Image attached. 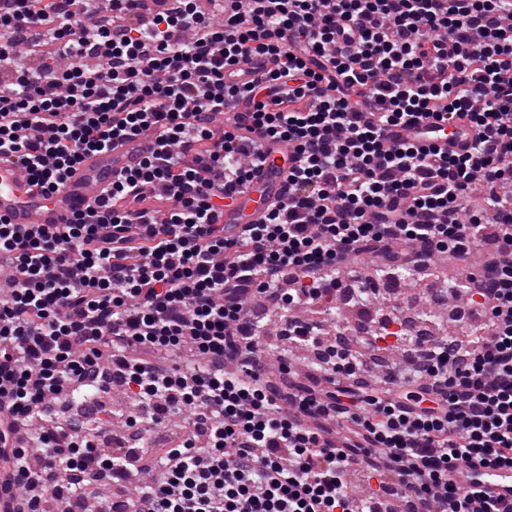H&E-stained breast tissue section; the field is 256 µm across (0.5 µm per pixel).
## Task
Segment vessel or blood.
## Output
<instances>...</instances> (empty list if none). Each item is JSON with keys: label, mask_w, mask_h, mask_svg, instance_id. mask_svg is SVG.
Masks as SVG:
<instances>
[{"label": "vessel or blood", "mask_w": 512, "mask_h": 512, "mask_svg": "<svg viewBox=\"0 0 512 512\" xmlns=\"http://www.w3.org/2000/svg\"><path fill=\"white\" fill-rule=\"evenodd\" d=\"M458 137L448 139L432 136L425 125L390 127L388 143L397 144L414 139L430 146L440 154L462 153L469 147L466 135L468 123L460 118L455 122ZM146 139L126 141L112 149L87 157L50 197H43L33 186L25 170L14 162H0V220L9 224H65L88 205L104 197L106 187L118 175L134 166L141 158ZM284 176L266 167L254 172L249 185L236 196V205L225 208L219 221L233 226L247 221H261L265 209L282 192ZM457 486H480L495 498L512 500V471L508 469H477L461 466L455 474Z\"/></svg>", "instance_id": "obj_1"}]
</instances>
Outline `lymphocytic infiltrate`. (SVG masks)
Returning <instances> with one entry per match:
<instances>
[{"mask_svg": "<svg viewBox=\"0 0 512 512\" xmlns=\"http://www.w3.org/2000/svg\"><path fill=\"white\" fill-rule=\"evenodd\" d=\"M75 0H0V161L51 195L82 159L146 137L109 198L66 224L0 220V512H58L130 470L159 472L120 512L354 510L345 475L395 477L410 512H512L453 488L463 464L512 470V0H229L214 22L199 0H106L94 24ZM59 46L15 68L18 46ZM248 113L236 114L239 103ZM468 117L466 153L387 145V127ZM289 147L286 184L261 222L225 233L215 217ZM384 248L389 269L441 254L495 259L464 292L489 338L431 340L393 394L344 404L321 364L319 390L269 379L253 299L280 334L319 346L290 316L339 285L351 256ZM194 351L162 364L151 351ZM147 431L189 410L165 448L107 454L57 410L93 398L106 374Z\"/></svg>", "mask_w": 512, "mask_h": 512, "instance_id": "1", "label": "lymphocytic infiltrate"}]
</instances>
